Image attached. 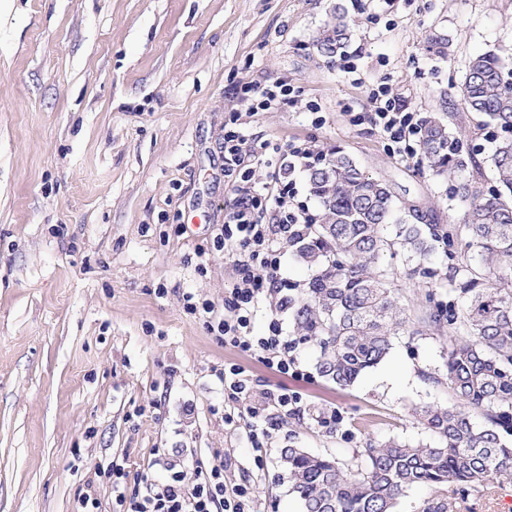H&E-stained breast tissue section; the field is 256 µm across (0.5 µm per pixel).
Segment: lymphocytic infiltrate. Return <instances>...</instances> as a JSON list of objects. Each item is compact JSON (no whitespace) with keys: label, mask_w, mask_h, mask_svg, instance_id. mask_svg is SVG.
Here are the masks:
<instances>
[{"label":"lymphocytic infiltrate","mask_w":512,"mask_h":512,"mask_svg":"<svg viewBox=\"0 0 512 512\" xmlns=\"http://www.w3.org/2000/svg\"><path fill=\"white\" fill-rule=\"evenodd\" d=\"M370 111L352 116L353 124H366L385 141L388 150L405 161L418 158L421 119L410 105L390 95L387 87L370 89ZM320 151L307 142L284 144L265 140L249 143L240 126L224 132V171L232 177L237 196L224 217L219 240L229 250L234 274L224 288V314L216 318L217 331L226 343L240 351L257 355L263 364L281 374L303 377L294 354V345L285 340L278 321H270L268 333H253V319L262 307L278 313L288 307V282L282 277L279 245L303 238L314 222L307 204L298 201L296 172L312 166ZM265 165L267 181L252 178V168ZM224 391L236 411L225 413L228 424L244 422L247 440L256 454V468H263L261 453L275 429V417L298 416L305 405L300 394L283 389L256 393L255 381L243 367H225ZM272 405L276 416L266 415ZM166 479L146 486L144 493L118 494L126 512H255L247 487L227 485L224 465L187 474L178 464H170Z\"/></svg>","instance_id":"lymphocytic-infiltrate-1"}]
</instances>
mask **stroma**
I'll use <instances>...</instances> for the list:
<instances>
[{"label":"stroma","mask_w":512,"mask_h":512,"mask_svg":"<svg viewBox=\"0 0 512 512\" xmlns=\"http://www.w3.org/2000/svg\"><path fill=\"white\" fill-rule=\"evenodd\" d=\"M339 4L352 76L314 45ZM484 52L512 53V0H0V512H78L88 493L119 512L108 463L130 495L164 480L167 460L192 472L219 455L259 512H302L282 448L353 465L370 442L436 444L418 411L450 402L423 378L445 373L439 336H397L341 389L318 376L311 344L296 347L303 378L271 372L184 299L224 312L232 266L214 240L235 202L224 128L246 113L241 85L293 89V105L249 116L252 139L340 148L397 203L458 224L448 178L393 157L349 115L387 85L463 135L492 184L495 142L460 98ZM380 266L409 314L447 301V258L429 279L400 254ZM228 363L308 405L280 421L261 469L244 424L224 422ZM330 409L339 428L316 421Z\"/></svg>","instance_id":"1"}]
</instances>
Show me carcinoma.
Returning a JSON list of instances; mask_svg holds the SVG:
<instances>
[{"mask_svg": "<svg viewBox=\"0 0 512 512\" xmlns=\"http://www.w3.org/2000/svg\"><path fill=\"white\" fill-rule=\"evenodd\" d=\"M349 39L350 24L338 6L315 46L333 57ZM461 100L502 133L492 158L495 185L484 189L463 140L433 116L423 120L420 149L436 176L469 172L452 189L466 203L463 225L423 224L414 208L394 218L399 206L387 184L364 174L339 148L308 170L321 210L310 235L292 245L315 270L288 311L296 339L318 348L316 372L350 387L389 354L401 331L423 336L435 327L448 341L444 380L456 403L421 410L438 440L434 447L371 444L350 468L302 448L282 449L290 491L303 512H395L404 493L418 486L430 489L421 512H455L448 488L465 499L492 483L512 482V446L505 440L512 435V55L472 57ZM390 224L396 225L393 240L385 235ZM434 241L448 254V303L411 321L377 263L398 247L415 262L410 274L427 278Z\"/></svg>", "mask_w": 512, "mask_h": 512, "instance_id": "obj_1", "label": "carcinoma"}]
</instances>
